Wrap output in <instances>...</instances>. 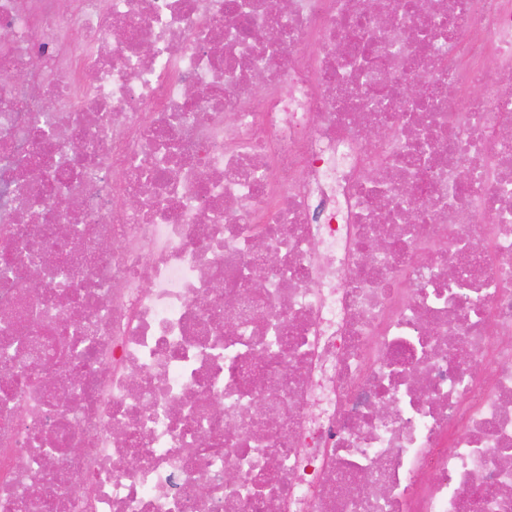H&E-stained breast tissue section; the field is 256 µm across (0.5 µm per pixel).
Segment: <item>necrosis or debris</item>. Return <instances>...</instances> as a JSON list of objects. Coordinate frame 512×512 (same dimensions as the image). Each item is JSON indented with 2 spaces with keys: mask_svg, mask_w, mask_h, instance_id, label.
<instances>
[{
  "mask_svg": "<svg viewBox=\"0 0 512 512\" xmlns=\"http://www.w3.org/2000/svg\"><path fill=\"white\" fill-rule=\"evenodd\" d=\"M0 31V512H512V0Z\"/></svg>",
  "mask_w": 512,
  "mask_h": 512,
  "instance_id": "1",
  "label": "necrosis or debris"
}]
</instances>
